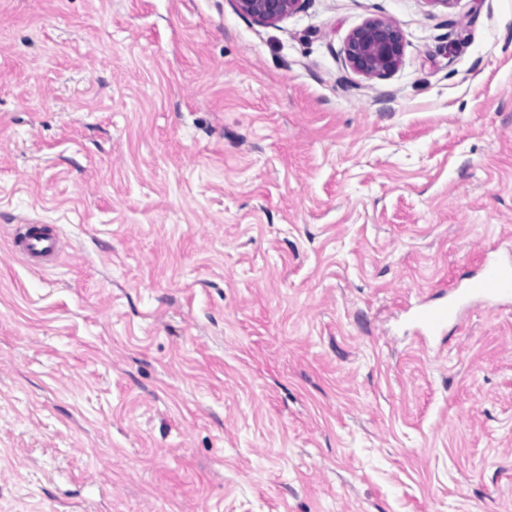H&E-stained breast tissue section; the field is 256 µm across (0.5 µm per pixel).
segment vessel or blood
<instances>
[{
    "instance_id": "b4317fda",
    "label": "vessel or blood",
    "mask_w": 512,
    "mask_h": 512,
    "mask_svg": "<svg viewBox=\"0 0 512 512\" xmlns=\"http://www.w3.org/2000/svg\"><path fill=\"white\" fill-rule=\"evenodd\" d=\"M12 247L26 261L47 266L55 263L62 249V241L56 231L27 224L14 233ZM511 295L512 264L491 261L483 265L477 278L455 290L447 303L424 310L419 321L428 334L434 335L441 332L451 320L458 318L472 299L481 298L491 302Z\"/></svg>"
}]
</instances>
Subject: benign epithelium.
<instances>
[{"label": "benign epithelium", "mask_w": 512, "mask_h": 512, "mask_svg": "<svg viewBox=\"0 0 512 512\" xmlns=\"http://www.w3.org/2000/svg\"><path fill=\"white\" fill-rule=\"evenodd\" d=\"M237 10L263 25H274L301 10L306 0H234ZM406 38L398 23L372 18L347 36L344 61L355 73L369 78L394 74L401 65Z\"/></svg>", "instance_id": "obj_1"}]
</instances>
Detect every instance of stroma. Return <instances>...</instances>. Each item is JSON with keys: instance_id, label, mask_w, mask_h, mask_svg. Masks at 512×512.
<instances>
[{"instance_id": "1", "label": "stroma", "mask_w": 512, "mask_h": 512, "mask_svg": "<svg viewBox=\"0 0 512 512\" xmlns=\"http://www.w3.org/2000/svg\"><path fill=\"white\" fill-rule=\"evenodd\" d=\"M499 243L512 0H0V512H512ZM308 0H234L237 10L263 25H274L303 8ZM406 38L398 23L372 18L347 36L344 61L355 73L369 78L394 74L401 65ZM15 253L38 265H53L62 249V241L55 230H45L36 224L23 225L12 238ZM511 295L512 264L486 262L477 278L451 294L447 305H436L424 310L419 316V322L428 335H435L451 320L457 319L472 299L481 298L492 302Z\"/></svg>"}]
</instances>
